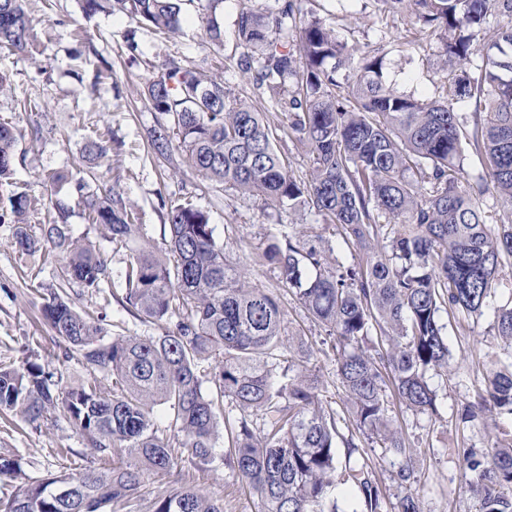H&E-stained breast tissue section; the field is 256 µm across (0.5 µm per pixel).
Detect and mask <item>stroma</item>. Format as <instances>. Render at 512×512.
<instances>
[{"label": "stroma", "instance_id": "1", "mask_svg": "<svg viewBox=\"0 0 512 512\" xmlns=\"http://www.w3.org/2000/svg\"><path fill=\"white\" fill-rule=\"evenodd\" d=\"M245 5L257 9L264 7L265 0H220L215 16L224 30V44L219 47L199 24L198 0L186 4L182 31L176 36L139 26L118 11L86 14L83 0H27L32 49L0 52V69L8 71L12 81L11 91L0 95V119L24 134L17 147L14 183L0 187V198H7L15 185L36 197L37 204L28 214V229L36 236L58 208H65L71 235L90 242L106 260L112 278H120L130 249L111 242L105 226L86 221L73 186L88 167L87 140L104 135L110 151L98 167L103 179L89 181V190H97L102 183L111 186L121 195L132 223L142 225L150 245L160 252L166 248L163 228L171 204L188 200L205 212L230 261L252 284L280 295L286 336L292 344L310 348L307 368L319 380L322 402L338 410L344 406V394L323 327L284 288L278 270L260 262L259 253L268 236L288 224L301 225L306 238L323 237L335 255L347 262L360 261L362 252L347 247L332 227L321 224L309 210L267 206L261 197L202 178L178 149L161 156L153 146L160 126L143 91L166 60L189 66L208 63L237 93L251 97L253 85L237 67L241 49L234 37V21ZM296 6L307 19L330 24L350 52L381 55L384 79L394 91L421 100L447 101L454 111L468 116L475 112L474 101L457 96L454 87L458 79L476 75L481 57L461 69L445 67L440 41L429 27L387 15L376 0H296ZM34 128L42 132L35 141L29 138ZM54 172L68 174L69 183H45V176ZM33 268L38 269V278L30 277ZM56 285L54 266L43 265L39 255L19 254L12 225L0 224V365L17 366L29 356L52 372L59 388L91 377L110 386L109 376L95 374L79 355L66 353L43 320L42 295ZM69 299L76 310H93L110 333L157 336L162 332L161 326L131 316L116 300L89 298L76 286ZM492 325L493 318L487 315L475 323L448 327L454 360L449 367L427 373L438 394L436 414L417 413L397 397L389 399L394 427L402 429L417 450V482L412 490L419 497L421 512L476 510L474 501L459 492L462 458L458 450L482 446L499 430L492 425L462 430L457 410L474 400L484 384V353L493 341ZM59 448L72 449V456L65 460L56 456ZM0 455L18 459L25 474L34 478L67 465L86 467L94 460L92 449L60 411L38 425L0 416ZM189 483L223 504L224 512H259L261 508L258 497L226 463L206 471L182 464L171 473L150 475L143 492L151 499Z\"/></svg>", "mask_w": 512, "mask_h": 512}]
</instances>
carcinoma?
Returning a JSON list of instances; mask_svg holds the SVG:
<instances>
[{"label": "carcinoma", "instance_id": "carcinoma-1", "mask_svg": "<svg viewBox=\"0 0 512 512\" xmlns=\"http://www.w3.org/2000/svg\"><path fill=\"white\" fill-rule=\"evenodd\" d=\"M106 2L137 23L160 31L180 30L187 0H85L90 11ZM24 0H0V49L27 52L32 19ZM384 10L430 27L443 42L445 62L462 67L480 52L474 33L490 41L478 76L455 83V93L483 106L485 117L468 118L439 101L398 95L382 78V58L359 61L320 21L297 20L290 0L256 10L243 7L235 35L246 49L237 66L253 73V88L277 94L259 110L221 75L171 59L148 81L145 98L163 125L176 131L177 147L203 178L260 195L271 206L306 207L337 228L343 242L367 255L347 265L333 250L290 231L272 233L260 255L279 270L308 313L329 332L337 375L347 398L346 414L323 407L315 382L295 372L305 354L284 337L279 296L250 286L214 236L209 217L185 201L168 211V252L160 258L142 245L127 264L122 288L110 296L134 316L163 326L159 336H113L89 313L76 311L66 288L76 284L91 297L109 279L105 260L74 239L67 225H44L30 234L24 217L31 198L13 190L0 204V222L14 225L22 255L54 260L59 288L43 297L42 313L56 336L115 384L105 392L97 380L57 391L52 375L30 359L0 367V412L30 424L60 409L107 467L61 471L26 478L0 512H224L194 486L150 501L144 478L168 473L188 459L206 470L224 439L232 459L261 504V512H338L332 475L345 459L344 482L358 490L359 509L386 512L382 485L365 461L352 460L358 436L403 458L392 475L406 490L397 512H420L412 486L416 449L388 417L386 381L415 412L435 410L436 393L425 373L448 365L441 314L457 320L493 315L502 351L485 353L497 369L476 399L459 413L464 423L488 413L512 421V305H494L501 272L512 259V212L492 223L480 205L487 185L512 205V0H380ZM497 10L507 21L489 26ZM209 40L224 43L219 24L200 14ZM300 39L302 53L294 51ZM285 118L312 154L309 176L296 178L276 149L277 126L267 112ZM21 131L0 122V185L9 183ZM478 157L476 177L463 166L465 147ZM86 152L107 156L103 136ZM75 183L88 221L105 225L121 245L144 239L129 223L122 197L108 189L86 191ZM385 223H380V219ZM210 372H201L203 363ZM210 375L214 391L202 390ZM262 420L257 437L244 418H224V403ZM172 411L177 446L158 434L154 408ZM464 492L478 512H512V437H496L485 451H463Z\"/></svg>", "mask_w": 512, "mask_h": 512}]
</instances>
